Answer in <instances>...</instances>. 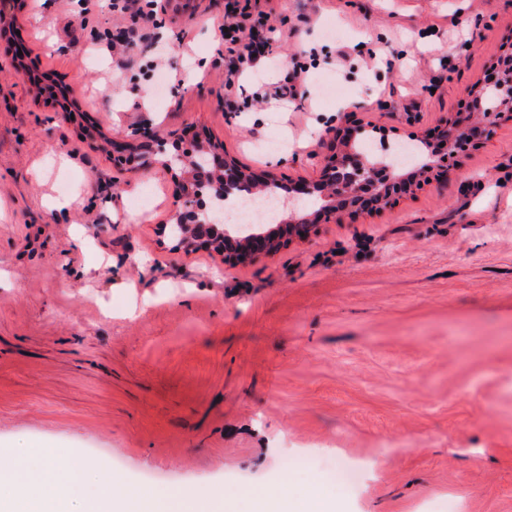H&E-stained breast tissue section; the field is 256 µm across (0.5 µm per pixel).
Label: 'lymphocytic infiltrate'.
<instances>
[{
	"label": "lymphocytic infiltrate",
	"instance_id": "1",
	"mask_svg": "<svg viewBox=\"0 0 512 512\" xmlns=\"http://www.w3.org/2000/svg\"><path fill=\"white\" fill-rule=\"evenodd\" d=\"M110 6L113 12L128 14L129 24L123 41L104 35L105 50L124 56L130 64L137 63L139 56L149 55L156 69L166 72L169 80H177V70L170 67L166 50L154 36L163 24L160 0H140L133 11L128 8V0H111ZM217 28L230 32L223 40L225 111H235L240 96L245 93L260 104L310 111L311 105L302 92L309 73L305 63H294L283 79L275 82L249 79L260 66L274 65L276 48L287 44L294 35L293 29L278 23L273 8L264 7L260 0H233Z\"/></svg>",
	"mask_w": 512,
	"mask_h": 512
}]
</instances>
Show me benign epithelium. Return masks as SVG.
Listing matches in <instances>:
<instances>
[{
	"label": "benign epithelium",
	"instance_id": "obj_1",
	"mask_svg": "<svg viewBox=\"0 0 512 512\" xmlns=\"http://www.w3.org/2000/svg\"><path fill=\"white\" fill-rule=\"evenodd\" d=\"M484 90L494 94L490 101L481 93H468L467 108L470 114L481 116L477 127L479 136L488 137L493 126L492 118L512 112V52L503 53L487 71L482 82ZM371 133L388 137L386 129L371 124H348L336 133L328 145L329 154L320 179L301 180L286 186L288 191L299 195H319L325 202L320 209L302 215H287L278 228L270 232L256 233L243 240L218 230L207 215L208 200L212 195L226 198L245 189L261 193L273 186L271 178L257 179L252 172L235 160L227 159L224 153L212 148L206 167L187 166L177 174H169L177 186V200L171 218L187 229L188 240L182 247L186 250L206 248L216 238L224 239V258L244 262L275 253L272 244H288L292 240L307 239L311 228L321 222H339L345 215L358 211H371L386 206L398 197H403L421 183L428 180L435 169L445 167L449 157L465 148L472 140L471 130H441L444 148L429 145V155L419 169L403 173L396 172L374 157L359 153L357 141ZM112 152L144 172L165 168L164 157L170 151L185 153L182 142L160 136L150 127L134 128L109 141Z\"/></svg>",
	"mask_w": 512,
	"mask_h": 512
}]
</instances>
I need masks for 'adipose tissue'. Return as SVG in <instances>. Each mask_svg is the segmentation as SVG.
<instances>
[{"instance_id": "adipose-tissue-1", "label": "adipose tissue", "mask_w": 512, "mask_h": 512, "mask_svg": "<svg viewBox=\"0 0 512 512\" xmlns=\"http://www.w3.org/2000/svg\"><path fill=\"white\" fill-rule=\"evenodd\" d=\"M30 451L16 449L11 461L0 462V512H96L108 504L110 512H181L186 501H193L194 512H233L223 496L196 495L193 488H167L132 502H111L107 494L87 495L91 466L85 461L61 463L45 452L30 460ZM253 512H325L326 505L316 492L298 498L287 493L272 496L254 491Z\"/></svg>"}]
</instances>
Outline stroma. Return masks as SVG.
Masks as SVG:
<instances>
[{"label": "stroma", "mask_w": 512, "mask_h": 512, "mask_svg": "<svg viewBox=\"0 0 512 512\" xmlns=\"http://www.w3.org/2000/svg\"><path fill=\"white\" fill-rule=\"evenodd\" d=\"M165 5L161 42L188 38L174 59L183 82L160 104L148 68L90 63L92 29L118 22L109 8L35 0L0 37V452L90 461L117 497L243 481L322 485L334 512H423L437 496L512 512V118L447 181L236 265L160 235L169 175L85 139L140 125L173 139L191 124L243 167L313 180L344 118L394 141L461 119L512 41V0H272L295 30L281 61L315 53L350 94L324 102L310 78L312 111L233 114L209 23L224 0ZM329 20L353 48L341 73ZM149 188L153 209L133 211ZM66 194L82 205L53 207ZM310 449L372 473L348 492L321 469L295 475Z\"/></svg>", "instance_id": "35a3bbf8"}]
</instances>
